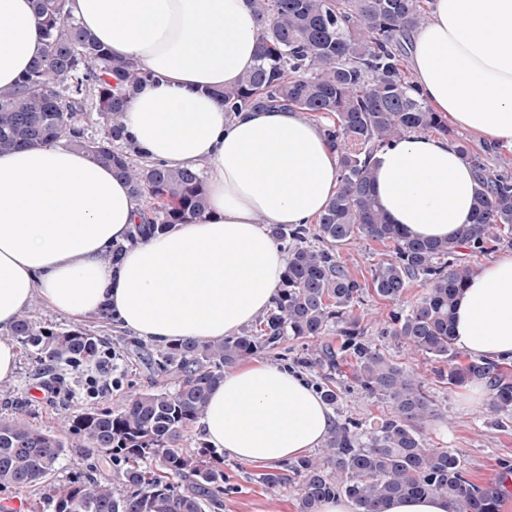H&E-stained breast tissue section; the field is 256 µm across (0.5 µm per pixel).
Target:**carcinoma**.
Listing matches in <instances>:
<instances>
[{"instance_id":"obj_1","label":"carcinoma","mask_w":512,"mask_h":512,"mask_svg":"<svg viewBox=\"0 0 512 512\" xmlns=\"http://www.w3.org/2000/svg\"><path fill=\"white\" fill-rule=\"evenodd\" d=\"M41 19L45 53L10 88H0V152L64 138L127 181L150 209L137 225L146 237L204 212L201 173L140 163L123 148L127 99L149 77L138 65L115 60L66 10L67 0H33ZM263 24L254 66L238 83L217 93L229 112L288 107L331 115L327 137L339 149L340 186L315 228L277 225L273 237L288 243V265L275 306L254 326L208 343L182 340L162 348L130 340L132 355L165 383L133 391L123 405L69 414L62 435L31 427L22 412L0 419V486L37 487L51 512H221L224 458L191 437L204 416L210 390L224 371L270 353L288 339L308 349L294 362L320 377L326 403L339 405L335 372L352 367L363 392L389 404L370 428L347 418L315 455L259 474L271 492L297 484L299 512H317L321 500L346 495L358 512H384L395 497L429 495L448 500V512H499L504 482L479 485L451 451L427 446L425 428L435 415L418 374L366 338L353 313L368 291L400 300L418 283L421 297L392 311L384 334L410 354L441 364L440 380L454 387L480 383L488 391L494 424L512 416V365L472 359L457 362L452 336L458 292L477 269L464 258L512 245V173L489 166L468 143L459 152L478 182L472 223L456 239L421 241L388 223L372 191L370 158L414 133H449L440 113L413 93L403 43L425 22L423 0H250ZM99 130L82 118L88 98ZM322 246L308 244L309 237ZM389 245V252L361 282L341 264L337 248L355 240ZM336 332L338 343L326 340ZM10 335L30 348L46 370L59 363L91 366L102 358V340L81 329L57 332L21 316ZM67 448L112 459V480L87 475L64 486L54 466ZM151 465L144 466V463Z\"/></svg>"}]
</instances>
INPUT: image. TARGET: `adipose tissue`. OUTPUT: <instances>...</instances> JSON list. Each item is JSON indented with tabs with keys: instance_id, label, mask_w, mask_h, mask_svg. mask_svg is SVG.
Listing matches in <instances>:
<instances>
[{
	"instance_id": "ef3b65f1",
	"label": "adipose tissue",
	"mask_w": 512,
	"mask_h": 512,
	"mask_svg": "<svg viewBox=\"0 0 512 512\" xmlns=\"http://www.w3.org/2000/svg\"><path fill=\"white\" fill-rule=\"evenodd\" d=\"M112 55L150 72L126 105L134 155L204 176L207 210L130 243L144 209L89 153L55 142L0 154V382L14 379L15 320L33 300L74 321L109 314L158 346L235 334L269 310L288 263L274 224H312L339 185L325 126L288 109L226 111L219 90L255 63L248 0H69ZM44 53L32 0H0V88ZM412 81L434 111L512 150V0H429ZM373 192L411 239L470 223L478 184L451 141L413 134L378 151ZM123 245L118 264L106 256ZM456 346L512 361V250L460 291ZM336 422L302 374L252 360L225 371L198 429L232 459L276 466L320 447Z\"/></svg>"
}]
</instances>
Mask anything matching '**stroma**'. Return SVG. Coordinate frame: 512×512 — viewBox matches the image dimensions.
<instances>
[{"label":"stroma","mask_w":512,"mask_h":512,"mask_svg":"<svg viewBox=\"0 0 512 512\" xmlns=\"http://www.w3.org/2000/svg\"><path fill=\"white\" fill-rule=\"evenodd\" d=\"M386 248L370 240H359L339 249L343 264L359 280L371 278L375 264L383 258ZM393 303L366 294L354 308L366 328L367 338L394 361L413 369L424 381L436 405L437 414L428 423L426 434L432 447L445 448L458 454L471 480L482 484L504 476L512 468V420L505 427L492 428L485 422V410L469 390L448 386L436 374V363L427 357L408 356L393 339L385 336V320ZM27 315L39 327L56 331L80 328L103 338L104 354L111 364L105 375L96 368H63L64 383L58 384L37 376L36 364L29 350H22L15 379L0 384V417H11L16 404H23L29 424L44 432L54 433L65 415L89 407L123 404L130 388H151L154 377L145 368L132 365L126 351L130 339L127 330L112 322L92 317L80 322L46 308L34 301ZM343 399L336 409L337 419L347 417L363 421L365 426L387 414L384 400L368 395L355 387H343ZM260 464H247L228 458L224 461L223 512H298V491L288 485L278 492L267 491L257 480L263 472ZM98 478L111 479L112 466L102 456L80 448L67 449L54 471V480L64 484L87 472Z\"/></svg>","instance_id":"1"}]
</instances>
